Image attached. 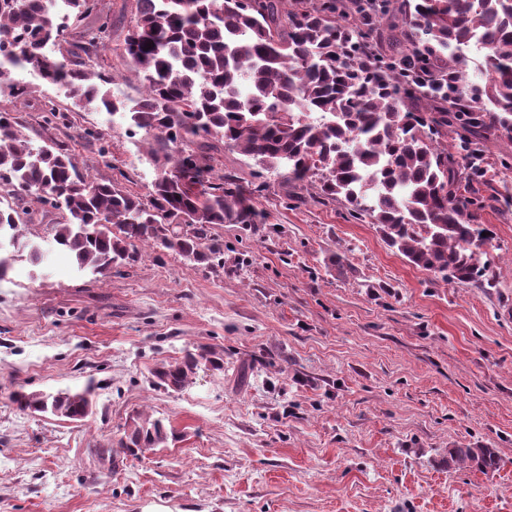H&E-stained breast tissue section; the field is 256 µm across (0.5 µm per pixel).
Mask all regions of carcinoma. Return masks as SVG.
Listing matches in <instances>:
<instances>
[{"label":"carcinoma","mask_w":512,"mask_h":512,"mask_svg":"<svg viewBox=\"0 0 512 512\" xmlns=\"http://www.w3.org/2000/svg\"><path fill=\"white\" fill-rule=\"evenodd\" d=\"M97 0H0V95L26 97L18 69L63 84L78 107L119 117L144 131L164 167L143 194L81 172L62 145L34 146L0 111V201L27 196L62 213L54 241L79 270L104 276L135 262L138 246L163 248L209 265L221 254L215 224L246 223L250 198L219 177L199 179L210 137L290 181L318 179L320 194L378 225L387 245L443 282L490 283L494 257L477 212L494 195L485 149L512 143V0H136L123 51L141 78L128 105L97 71L112 19ZM93 26L70 38L73 23ZM479 38L482 82L469 79L453 46ZM67 44L57 58L48 44ZM149 50H144L146 44ZM15 207L0 206V280L23 239ZM209 347L157 364L154 383L182 390L199 370L219 369ZM22 411L82 420L89 391L12 396ZM175 438L162 420L139 413L118 447L145 453ZM494 448H450L448 467L497 468Z\"/></svg>","instance_id":"cac0c4a2"}]
</instances>
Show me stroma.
<instances>
[{
    "instance_id": "stroma-1",
    "label": "stroma",
    "mask_w": 512,
    "mask_h": 512,
    "mask_svg": "<svg viewBox=\"0 0 512 512\" xmlns=\"http://www.w3.org/2000/svg\"><path fill=\"white\" fill-rule=\"evenodd\" d=\"M112 16L103 53L114 93L142 86L123 45L135 0H99ZM63 119L46 123V105ZM36 144L65 145L79 168L145 193L158 172L143 134L74 111L34 81L0 97ZM111 153L101 165L99 145ZM490 146L498 199L492 284L443 282L389 247L341 200L288 182L213 143L214 176L254 193L250 224H218L211 267L143 249L103 277L52 255L61 213L26 197L25 235L46 250L0 281V512H512V170ZM342 267L330 266L332 256ZM211 346L220 370L181 391L157 388V363ZM93 386L80 421L25 414L13 391ZM141 411L171 425L168 447L116 466ZM498 449L497 469L448 468L452 448Z\"/></svg>"
}]
</instances>
